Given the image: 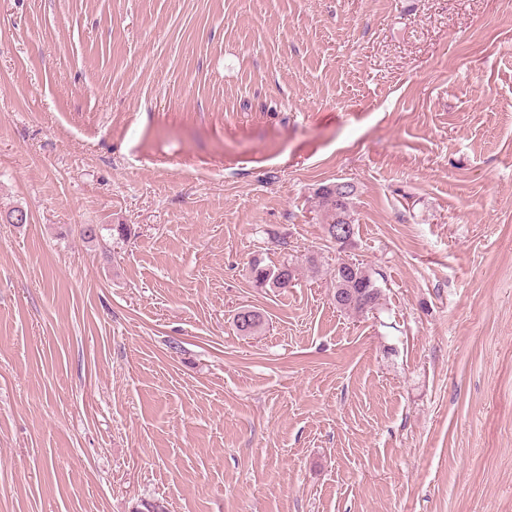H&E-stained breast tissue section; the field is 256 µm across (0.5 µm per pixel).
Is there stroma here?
Returning a JSON list of instances; mask_svg holds the SVG:
<instances>
[{
  "mask_svg": "<svg viewBox=\"0 0 512 512\" xmlns=\"http://www.w3.org/2000/svg\"><path fill=\"white\" fill-rule=\"evenodd\" d=\"M143 500L512 512V0H0V512ZM355 195V187L351 183H336L329 186H322L315 192L318 199V206L323 211L326 219V233L330 240L336 245L343 247L352 241L350 237L355 235L354 218L352 217V200ZM336 224H349L351 233L347 234L348 227L346 225L337 226ZM336 228V236L328 229ZM345 239L337 240L336 238L344 237ZM252 275L258 288H288L295 278V269L287 261L278 266H261L260 263H254ZM348 262H339L331 273L334 300L340 311L363 313L380 305L382 291L376 279L361 263L349 271Z\"/></svg>",
  "mask_w": 512,
  "mask_h": 512,
  "instance_id": "35a3bbf8",
  "label": "stroma"
}]
</instances>
